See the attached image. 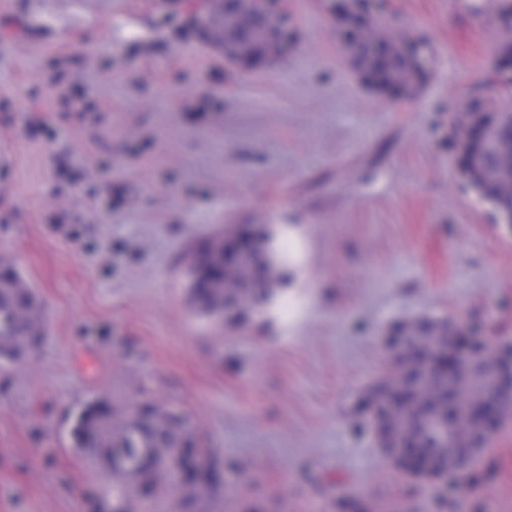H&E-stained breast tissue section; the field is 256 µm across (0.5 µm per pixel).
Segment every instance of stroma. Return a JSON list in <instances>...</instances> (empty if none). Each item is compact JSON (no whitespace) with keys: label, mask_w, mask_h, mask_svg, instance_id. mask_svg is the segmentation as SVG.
Here are the masks:
<instances>
[{"label":"stroma","mask_w":512,"mask_h":512,"mask_svg":"<svg viewBox=\"0 0 512 512\" xmlns=\"http://www.w3.org/2000/svg\"><path fill=\"white\" fill-rule=\"evenodd\" d=\"M198 2L0 11V262L48 326L0 363V512H112L71 434L97 399L177 411L217 449L224 484L192 512H512V418L447 491L392 468L363 407L397 322L512 339V225L460 177L449 124L488 97L502 0H357L423 46L402 99L348 66V0H285L294 41L252 71L199 33ZM231 224L279 225L293 276L220 326L189 305L185 266Z\"/></svg>","instance_id":"35a3bbf8"}]
</instances>
